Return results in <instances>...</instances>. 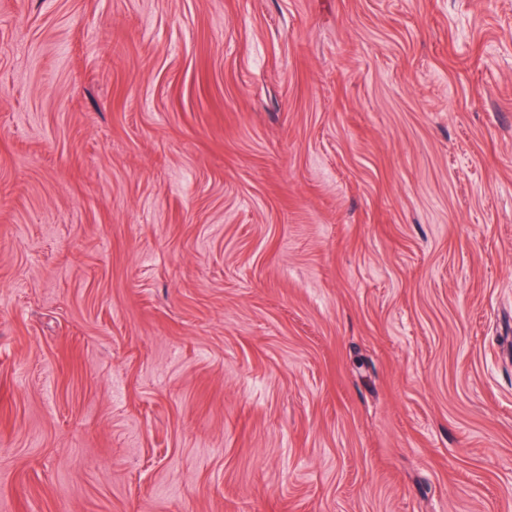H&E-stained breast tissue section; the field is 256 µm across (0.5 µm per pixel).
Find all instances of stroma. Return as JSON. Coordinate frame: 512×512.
<instances>
[{
  "label": "stroma",
  "mask_w": 512,
  "mask_h": 512,
  "mask_svg": "<svg viewBox=\"0 0 512 512\" xmlns=\"http://www.w3.org/2000/svg\"><path fill=\"white\" fill-rule=\"evenodd\" d=\"M0 512H512V0H0Z\"/></svg>",
  "instance_id": "1"
}]
</instances>
